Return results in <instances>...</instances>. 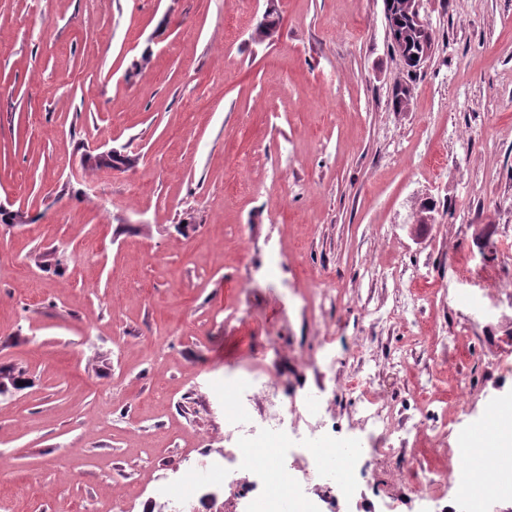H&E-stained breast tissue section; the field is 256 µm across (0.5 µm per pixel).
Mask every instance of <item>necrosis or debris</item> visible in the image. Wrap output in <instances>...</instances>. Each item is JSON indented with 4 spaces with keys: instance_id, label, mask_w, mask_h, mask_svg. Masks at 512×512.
Here are the masks:
<instances>
[{
    "instance_id": "4bbe7bcc",
    "label": "necrosis or debris",
    "mask_w": 512,
    "mask_h": 512,
    "mask_svg": "<svg viewBox=\"0 0 512 512\" xmlns=\"http://www.w3.org/2000/svg\"><path fill=\"white\" fill-rule=\"evenodd\" d=\"M379 353L377 337H359L347 356L357 370L331 395L302 388L284 400L278 374L248 364L243 377L225 384L224 458L203 455L181 470L165 503L167 512H195V478L235 489V512H323L328 498H351L357 477L389 490L413 489L420 512H492L512 496V393L476 411L464 397L449 400L441 426L428 423L435 387L411 350L388 354L390 375L409 378L418 403L402 415L370 387L371 363ZM363 392L357 419H343L332 406ZM441 459L431 468L417 450ZM250 470L252 484L237 485L239 469ZM345 479H337V470Z\"/></svg>"
}]
</instances>
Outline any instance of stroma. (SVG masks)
Returning <instances> with one entry per match:
<instances>
[{"mask_svg":"<svg viewBox=\"0 0 512 512\" xmlns=\"http://www.w3.org/2000/svg\"><path fill=\"white\" fill-rule=\"evenodd\" d=\"M426 12L400 112L383 0H0V204L29 218L0 223V366L27 378L0 397V512H151L185 458L223 454L213 387L242 353L315 350L316 278L348 336L463 337L438 396L512 388L491 365L512 301L485 292L512 281V0ZM104 141L133 169H83ZM409 285L420 313L396 308Z\"/></svg>","mask_w":512,"mask_h":512,"instance_id":"35a3bbf8","label":"stroma"}]
</instances>
